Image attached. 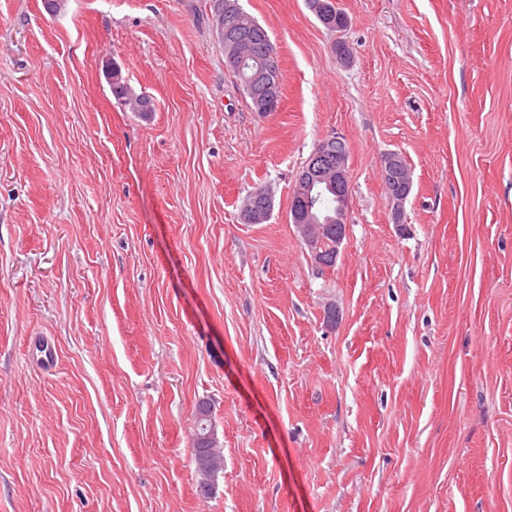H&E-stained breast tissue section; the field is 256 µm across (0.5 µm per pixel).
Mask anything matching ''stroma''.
Masks as SVG:
<instances>
[{
	"label": "stroma",
	"mask_w": 512,
	"mask_h": 512,
	"mask_svg": "<svg viewBox=\"0 0 512 512\" xmlns=\"http://www.w3.org/2000/svg\"><path fill=\"white\" fill-rule=\"evenodd\" d=\"M241 3L279 55L268 115L207 0H0V512H512V0H336L340 35ZM330 135L321 270L288 207ZM111 76L112 95L123 104L128 105L132 112L147 119L154 112V104L149 96L136 94L126 81H123L121 73L115 69ZM113 79V80H112ZM346 148V150H345ZM349 152L346 143L339 136H328L321 140L301 168L299 183L296 188L298 196L304 203V215L299 224H294L301 239L307 246L313 260L321 268H329L336 264L340 248L347 232L349 211V176L346 161ZM335 156V161L327 163L326 159ZM336 186V224H321L322 236L326 240L325 247H330L331 236L335 235L336 255L330 256L326 250L320 251L318 237L322 229L313 222V206L317 203V196H313L316 188L320 186ZM401 156V154H400ZM401 165L399 166L398 163V153L395 151L386 152L381 159V168H382V174L384 182L387 184L388 192H390L389 199L392 202L393 206V216L396 220L397 224H400L399 218L401 215L403 204L405 203L408 194L410 195V189L412 186V179L408 171L403 173V186L406 187V190L404 191H397L395 192V187L392 185L394 182V174L395 169L399 166L401 170H408L409 167L407 165L406 160L404 157L401 156L400 158ZM387 192V194H388ZM259 197L262 199L261 204L254 196L243 203V211L252 222L266 221L274 209L273 196L268 190H262Z\"/></svg>",
	"instance_id": "1"
}]
</instances>
